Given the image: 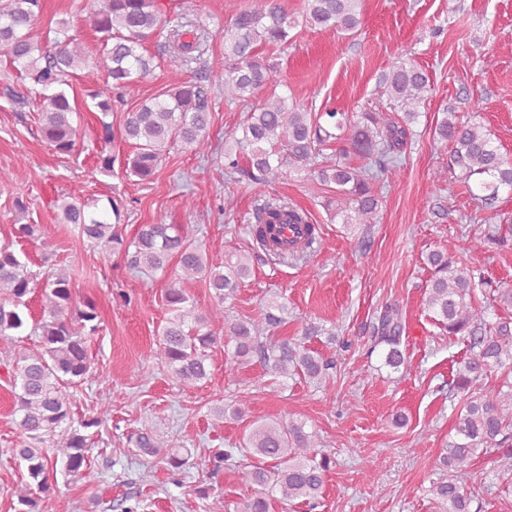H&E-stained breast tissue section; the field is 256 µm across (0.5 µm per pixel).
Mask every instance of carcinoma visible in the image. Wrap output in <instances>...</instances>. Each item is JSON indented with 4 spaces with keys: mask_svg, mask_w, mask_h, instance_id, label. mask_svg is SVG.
Instances as JSON below:
<instances>
[{
    "mask_svg": "<svg viewBox=\"0 0 512 512\" xmlns=\"http://www.w3.org/2000/svg\"><path fill=\"white\" fill-rule=\"evenodd\" d=\"M361 0H307L302 20L288 15L277 4L264 9H242L224 30V100L249 105L260 93L281 85L274 63L260 56L263 44L288 43L289 31L302 24L308 29L352 32L360 24ZM43 9V0H0V51L6 54L17 73L25 74L35 86L40 112L41 134L53 149L69 155L77 148L73 125L74 106L65 90L68 77L88 64L83 50L69 35V20L61 18L53 30L48 49L33 35L34 21ZM160 0H97L86 23L101 41L98 64L109 81L90 94L99 118L102 139L112 141V124L105 121L112 112L113 95L145 77L163 60L164 51L146 54L147 44L162 28ZM197 42L172 36L171 58L195 60ZM380 84L387 96L386 108L362 112H307L286 96L271 93L258 107L247 112L241 133L224 141V171L229 182L249 180L264 183L278 176L284 166L297 173H310L324 184L336 186L334 216L343 224H370L382 206L383 189L395 186L384 176L399 169L414 133L412 125L420 116L429 92L424 71L401 62L382 74ZM212 123V108L206 93L190 80L174 73L166 90L140 107L126 113L122 136L134 142L133 153L122 166L127 173L150 180L166 151L180 142L204 146ZM434 141L451 148L448 170L459 173L473 199L476 212L496 208L500 190L512 189V161L506 159L492 134L481 124L461 121L452 108L434 128ZM332 153H327V150ZM355 153L366 163L351 165L348 154ZM62 224H74L91 245L104 244L124 255L126 264L143 273L165 272L175 263L179 276L168 281L164 300L169 317L159 330L155 357L183 385H194L209 375L208 350L216 343L211 329L215 318L223 316L224 299L233 295L251 275L252 255L240 254L220 270L208 264L194 244L189 225L166 223L158 215L143 224L129 242L119 225L107 221L98 202H64L60 205ZM294 236L283 237L284 227ZM250 234L271 261L308 264L319 245L320 228L309 222L307 213L282 199L268 200L250 225ZM512 247V230L490 227L475 238L471 252H496ZM432 275L424 292L425 309L441 332L470 341V354L453 379L454 387L467 400L454 425V435L440 455L447 475L431 486L439 512H471L468 489L471 461L511 449L498 456L512 471V382L504 381L495 390L476 388L477 382L493 374H512V320L491 318L489 300L499 296L512 303V290L477 276L453 255L432 251L427 256ZM205 277L219 309L206 313L198 309L184 288L186 279ZM41 289L42 310L37 323L39 344L24 347L15 333L25 326L24 311L29 295ZM285 304L269 300L263 321L239 320L231 324L226 345L233 348L235 361H258L274 378L299 377L321 383L334 361L314 351L274 335L284 323ZM100 315L94 302H75L70 276L55 270L38 277L21 261L9 242L0 244V342L12 345L9 378L16 400L17 425L23 435L15 457L23 464L28 480L14 491L16 512H38L37 494L48 488L49 473L57 460L82 478H92L89 455L92 437L87 430L101 424L110 409L99 416L75 421L71 416L68 389L89 374L92 363L87 339L99 330ZM403 322L399 307H381L372 325L373 347L386 348L384 364L394 370L404 365L400 349ZM218 419L246 416L240 401L213 410ZM139 455L165 465L171 474L181 473L189 464L182 448L157 439L141 429L129 436ZM245 451L254 464L244 472L254 492L236 506V512H274L275 504L296 502L309 510L317 508L331 458L317 449L316 435L306 431L300 420L248 424Z\"/></svg>",
    "mask_w": 512,
    "mask_h": 512,
    "instance_id": "obj_1",
    "label": "carcinoma"
}]
</instances>
